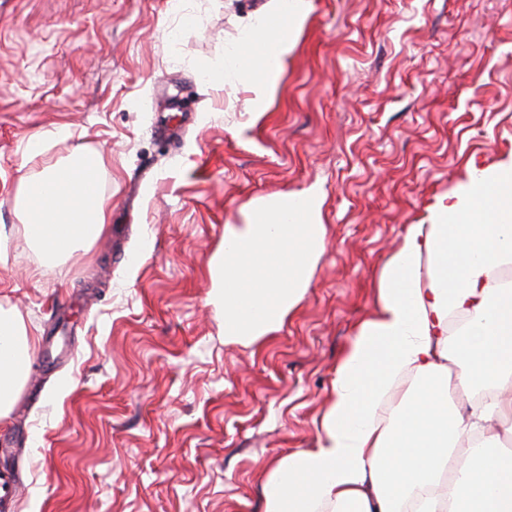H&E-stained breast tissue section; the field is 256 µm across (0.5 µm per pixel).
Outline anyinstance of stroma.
<instances>
[{"mask_svg":"<svg viewBox=\"0 0 512 512\" xmlns=\"http://www.w3.org/2000/svg\"><path fill=\"white\" fill-rule=\"evenodd\" d=\"M267 2L0 0V308L37 337L0 512H262L407 226L512 153V0H310L257 116L231 58ZM78 151L104 161L110 224L50 263L19 199ZM307 192V287L272 332L225 337V225Z\"/></svg>","mask_w":512,"mask_h":512,"instance_id":"obj_1","label":"stroma"}]
</instances>
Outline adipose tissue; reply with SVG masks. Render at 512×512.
I'll use <instances>...</instances> for the list:
<instances>
[{
	"mask_svg": "<svg viewBox=\"0 0 512 512\" xmlns=\"http://www.w3.org/2000/svg\"><path fill=\"white\" fill-rule=\"evenodd\" d=\"M309 0H270L239 51L251 109L265 111ZM100 156L79 153L24 185V234L49 260L90 245L109 205L99 190ZM512 154L467 177L408 225L385 265L375 312L355 328L336 368L316 448L282 459L265 486L262 512H512V450L486 436L487 423L512 435ZM463 318L449 331L450 318ZM32 341L22 318L0 309V422L28 376ZM413 381L386 424L377 411L396 382ZM492 391L470 413L454 399ZM463 464L440 481L450 457Z\"/></svg>",
	"mask_w": 512,
	"mask_h": 512,
	"instance_id": "ef3b65f1",
	"label": "adipose tissue"
}]
</instances>
